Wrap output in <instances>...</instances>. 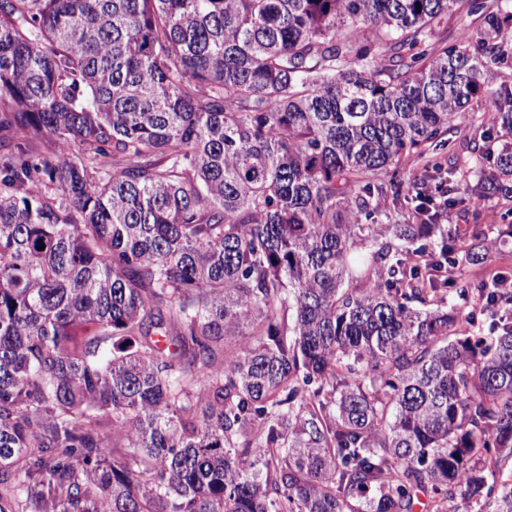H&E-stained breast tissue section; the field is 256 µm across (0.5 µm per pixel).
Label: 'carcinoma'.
Listing matches in <instances>:
<instances>
[{
    "mask_svg": "<svg viewBox=\"0 0 512 512\" xmlns=\"http://www.w3.org/2000/svg\"><path fill=\"white\" fill-rule=\"evenodd\" d=\"M456 11L482 24L441 45ZM511 29L512 0H0V512H512V288L462 276L490 228L440 223L455 166L372 222L482 99L472 168L512 201ZM415 190L410 189L408 197L404 199V196H401V199L398 201H393L392 198H388L385 201H382L380 204L381 217L383 218V214L387 213L390 216L389 224H408L411 223L414 219L413 212L414 208L419 204V201H416L414 198Z\"/></svg>",
    "mask_w": 512,
    "mask_h": 512,
    "instance_id": "carcinoma-1",
    "label": "carcinoma"
}]
</instances>
